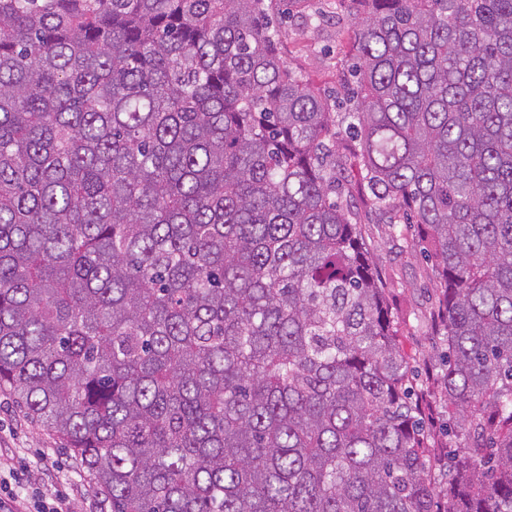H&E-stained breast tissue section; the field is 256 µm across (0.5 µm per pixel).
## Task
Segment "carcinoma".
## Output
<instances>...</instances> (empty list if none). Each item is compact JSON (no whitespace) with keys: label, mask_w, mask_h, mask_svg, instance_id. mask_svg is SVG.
<instances>
[{"label":"carcinoma","mask_w":512,"mask_h":512,"mask_svg":"<svg viewBox=\"0 0 512 512\" xmlns=\"http://www.w3.org/2000/svg\"><path fill=\"white\" fill-rule=\"evenodd\" d=\"M0 0V388L112 512H512V0ZM354 192L444 284L448 493ZM278 5L293 15L280 35L282 57L314 91L336 97V112H344L349 103L340 81L343 73L350 88L356 84L349 75L351 36L347 26L336 23V0H284Z\"/></svg>","instance_id":"1"}]
</instances>
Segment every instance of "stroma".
<instances>
[{"label":"stroma","mask_w":512,"mask_h":512,"mask_svg":"<svg viewBox=\"0 0 512 512\" xmlns=\"http://www.w3.org/2000/svg\"><path fill=\"white\" fill-rule=\"evenodd\" d=\"M291 17L280 35L284 60L317 92L348 104L341 85L353 59L351 38L336 21V0H289ZM359 223L369 255L384 285L387 304L399 331L401 346L411 362L414 392L428 394L440 410L430 422L434 454L448 444V415L442 412L441 360L445 342L430 320L441 287L431 263L393 231L384 214L365 207ZM0 455L12 459L21 494L50 499L69 494L73 512H111L108 500L87 472L71 460L58 437L32 420L8 391H0Z\"/></svg>","instance_id":"1"}]
</instances>
